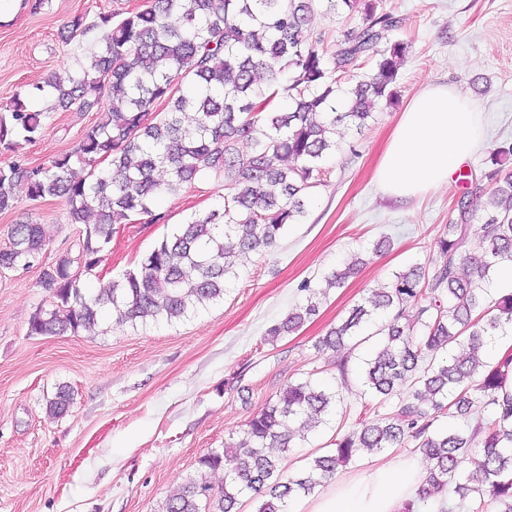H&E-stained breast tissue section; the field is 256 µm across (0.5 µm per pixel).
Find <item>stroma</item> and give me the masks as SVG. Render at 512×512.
<instances>
[{
  "instance_id": "1",
  "label": "stroma",
  "mask_w": 512,
  "mask_h": 512,
  "mask_svg": "<svg viewBox=\"0 0 512 512\" xmlns=\"http://www.w3.org/2000/svg\"><path fill=\"white\" fill-rule=\"evenodd\" d=\"M146 3L26 0L0 21V105L89 62L93 37H62L71 16L123 17ZM383 6L403 20L392 39L412 43L395 102L379 104L362 131L337 128L338 149L322 163L306 217L270 251L241 255L223 300L170 324L134 327L107 318L91 331L35 335L29 321L50 296L40 267L0 269V512H163L170 493L188 481L204 474L222 482L223 471L203 473L200 458L235 441L291 382L335 387L339 399L328 425L282 460L284 474L374 420L376 399L358 377L364 347L351 350L342 374L339 353L319 348V340L396 272L416 262L434 269L435 243L459 199L484 202L492 153L512 145V0H383ZM431 84L454 87L481 112L485 138L447 185L416 199L388 197L373 181L374 166L400 112ZM106 110L103 103L88 111L45 107L42 131L24 146V157L39 165L71 151ZM223 199V180L211 176L160 200L166 223L133 216L113 225L89 287L134 268L173 225ZM27 220L45 225L50 236L44 263L77 253L80 227L68 222L65 203L34 201L23 192L13 210L0 213V248L8 246L12 224ZM382 238L390 246L376 250ZM355 256L362 270L329 290L317 316L293 333L268 336L305 303L303 283L323 287ZM61 385L74 399L65 415L55 416L47 402Z\"/></svg>"
}]
</instances>
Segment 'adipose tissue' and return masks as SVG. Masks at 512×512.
I'll use <instances>...</instances> for the list:
<instances>
[{"label":"adipose tissue","instance_id":"ef3b65f1","mask_svg":"<svg viewBox=\"0 0 512 512\" xmlns=\"http://www.w3.org/2000/svg\"><path fill=\"white\" fill-rule=\"evenodd\" d=\"M480 112L447 85H430L401 112L374 169L383 194L411 198L447 184L483 141ZM425 472L417 460L394 458L334 480L294 512H403L418 500Z\"/></svg>","mask_w":512,"mask_h":512}]
</instances>
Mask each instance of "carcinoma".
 I'll return each instance as SVG.
<instances>
[{
    "label": "carcinoma",
    "mask_w": 512,
    "mask_h": 512,
    "mask_svg": "<svg viewBox=\"0 0 512 512\" xmlns=\"http://www.w3.org/2000/svg\"><path fill=\"white\" fill-rule=\"evenodd\" d=\"M322 4L362 18L331 53L322 48L325 33L311 24ZM401 26L382 0H149L118 21L101 14L88 24L73 16L69 38H97L90 67L66 85L36 83L0 109V151L15 154L41 133L42 113L30 109L29 99L47 91L61 109L84 111L108 98L101 121L72 151L38 166H0L1 213L15 207L22 184L31 200L63 199L69 223L85 225L78 255L62 254L43 268L52 308L33 314L30 332L75 334L108 314L132 325L172 322L223 299L236 258L272 249L307 215L323 159L336 148V124L361 129L379 101L395 97L412 49L409 41L388 39ZM365 56L374 59L373 73L352 74L341 86L342 75ZM159 105L165 111H156ZM188 113L193 121L186 125ZM511 158L512 146L493 152L497 168L485 173L493 182L488 208L481 216L460 202L456 221L436 242L432 275L417 263L394 274L319 341L341 351L367 332L376 338L362 383L385 401L396 399L393 411L334 439L307 470L285 476L281 457L267 449L286 453L328 424L338 396L310 381L290 382L249 418L237 441L200 459L206 470H224V486L192 480L170 495L164 512H236L240 497L256 501L255 512H288L289 501L313 493L355 455L408 442L430 463L423 497L449 490L470 512H483L487 499L497 512H512V355L493 364L481 356L493 336L512 329V292L489 302L483 286L494 267L512 263V172L503 168ZM104 161L108 166L99 168ZM76 163L86 170L80 178ZM212 175L224 179L222 208L176 225L119 279L96 291L85 286L117 219L164 224L159 200ZM481 218L473 238L471 222ZM47 246L42 225L15 224L0 267L27 269ZM358 265L356 259L332 272L327 286L342 287ZM380 311L390 319L373 331ZM317 312L312 295L267 334L290 333ZM71 401L63 386L49 411L60 415ZM477 403L488 414L473 429L433 428L439 416L465 418ZM475 454L477 469L468 472Z\"/></svg>",
    "instance_id": "cac0c4a2"
}]
</instances>
